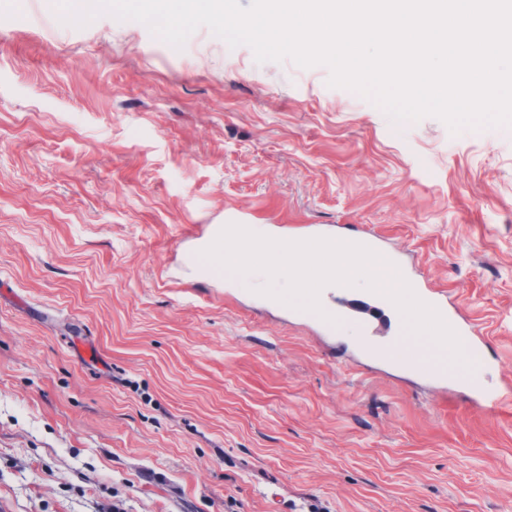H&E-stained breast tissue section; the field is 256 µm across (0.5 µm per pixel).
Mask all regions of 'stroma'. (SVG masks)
<instances>
[{
    "label": "stroma",
    "instance_id": "stroma-1",
    "mask_svg": "<svg viewBox=\"0 0 512 512\" xmlns=\"http://www.w3.org/2000/svg\"><path fill=\"white\" fill-rule=\"evenodd\" d=\"M328 76L0 0V512H512V403L202 270L238 216L359 225L512 382V128L396 124ZM416 288L422 293L421 300L435 307L444 320L454 329L459 336L465 358L466 365L455 364L457 368L447 374V367L441 362L430 357L425 346H420L417 351L409 356L394 357L393 364L398 365L405 372L428 375L437 381H452L461 386L466 392L473 405L492 410L493 405L499 404L500 395L498 393L490 394L486 392L481 384L480 377L485 367V360L480 356L483 347H487L482 336H477L478 331L468 320L460 318L458 309L448 303L447 294L444 291L422 289L418 283Z\"/></svg>",
    "mask_w": 512,
    "mask_h": 512
}]
</instances>
